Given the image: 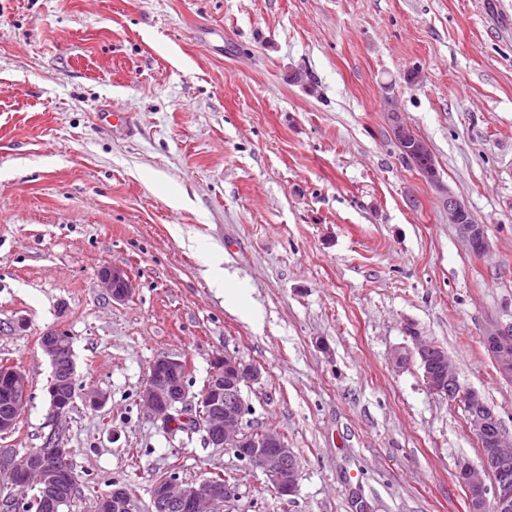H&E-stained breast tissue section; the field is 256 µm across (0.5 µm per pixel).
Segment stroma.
<instances>
[{"mask_svg": "<svg viewBox=\"0 0 512 512\" xmlns=\"http://www.w3.org/2000/svg\"><path fill=\"white\" fill-rule=\"evenodd\" d=\"M111 106L126 133L100 124ZM393 111L441 187L403 160ZM449 193L485 226V254L449 224ZM215 255L231 291L205 274ZM112 265L136 284L122 303L99 283ZM491 323L512 332V0H0V364L30 382L5 443L60 429L69 512H95L115 481L148 512L173 472L222 474L223 512H468L455 471L478 441L413 351L443 348L512 432ZM49 329L76 366L56 426ZM227 353L262 372L251 427L300 461L289 502L140 404L153 361L175 356L198 416Z\"/></svg>", "mask_w": 512, "mask_h": 512, "instance_id": "35a3bbf8", "label": "stroma"}]
</instances>
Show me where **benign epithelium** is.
Returning <instances> with one entry per match:
<instances>
[{
    "label": "benign epithelium",
    "mask_w": 512,
    "mask_h": 512,
    "mask_svg": "<svg viewBox=\"0 0 512 512\" xmlns=\"http://www.w3.org/2000/svg\"><path fill=\"white\" fill-rule=\"evenodd\" d=\"M397 145L407 152L427 153L425 142L404 127L397 129ZM450 223L457 228L460 239L475 255L489 249L483 225L469 218L466 207L453 193L445 198ZM99 278L111 293L112 300L124 302L133 294V283L120 267H104ZM483 340L498 373L512 379V332L494 325L486 327ZM40 347L53 366L47 386V399L51 418L63 417L66 405L62 399L69 394L72 375L62 365L69 345L58 332L48 330L40 337ZM416 353L428 389L463 403L469 428L487 448L476 466L464 463L457 476L467 492L469 512H512V498L492 489L486 482L490 463H499L512 453V437L503 428L498 411L487 405L473 389H462L457 372L450 365L445 352L429 344L419 343ZM186 362L182 359L161 356L154 360L150 375L140 392L143 406L156 418L173 423L171 412L177 405L185 404L188 388L184 383ZM260 368L234 355L219 356L214 360L213 371L206 389L200 393L199 403L205 410L206 440L217 448L232 451L247 449L243 458L266 476L279 496L288 498L298 487L299 465L293 452L280 433L272 430L255 433L247 429V409L244 388L257 382ZM0 437H7L15 430L18 415L28 402V380L25 372L16 365H0ZM70 449L47 440L44 447L35 451L0 446V478L15 487H39L48 512H58L59 485L72 482L74 475L55 469L48 457H64ZM232 496V488L225 481L200 482L161 480L153 487L154 506L157 512H219V506ZM97 512H136V503L120 491H112L100 498Z\"/></svg>",
    "instance_id": "1"
}]
</instances>
